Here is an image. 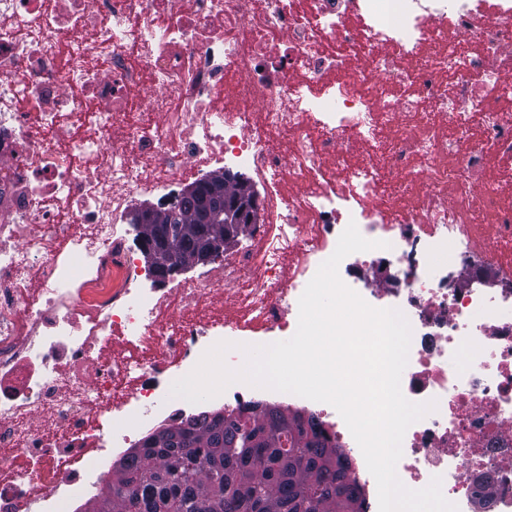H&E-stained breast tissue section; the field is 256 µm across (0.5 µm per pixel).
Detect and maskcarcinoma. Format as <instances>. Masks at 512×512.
<instances>
[{
    "label": "carcinoma",
    "mask_w": 512,
    "mask_h": 512,
    "mask_svg": "<svg viewBox=\"0 0 512 512\" xmlns=\"http://www.w3.org/2000/svg\"><path fill=\"white\" fill-rule=\"evenodd\" d=\"M246 191L225 183L224 200L201 219L197 201L160 211L143 237L170 231L164 262L195 261L199 244L224 235V208L236 233L248 226ZM349 458L310 416L264 406L254 415L203 412L149 436L112 470L101 502L87 512H364L348 478Z\"/></svg>",
    "instance_id": "1"
}]
</instances>
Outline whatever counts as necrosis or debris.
Here are the masks:
<instances>
[{"mask_svg": "<svg viewBox=\"0 0 512 512\" xmlns=\"http://www.w3.org/2000/svg\"><path fill=\"white\" fill-rule=\"evenodd\" d=\"M241 167L269 221L159 288L138 196ZM512 0H0V512H59L198 404L168 386L218 342L291 338L348 224L341 280L411 330L435 401L396 471L459 512H512ZM466 287H459L460 275ZM312 414L330 404L230 384Z\"/></svg>", "mask_w": 512, "mask_h": 512, "instance_id": "4bbe7bcc", "label": "necrosis or debris"}]
</instances>
